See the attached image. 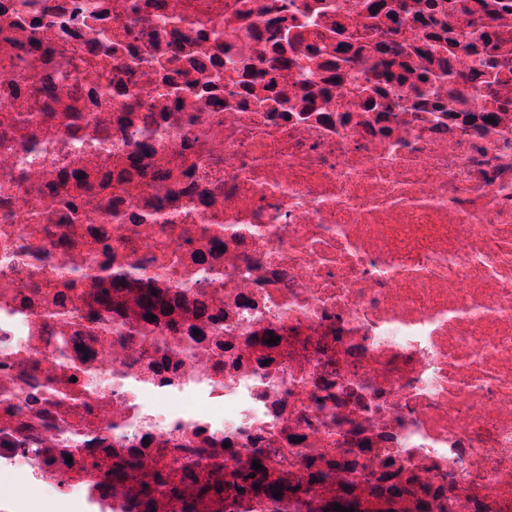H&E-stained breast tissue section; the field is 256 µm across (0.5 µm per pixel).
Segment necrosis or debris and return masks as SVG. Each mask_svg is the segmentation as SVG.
I'll use <instances>...</instances> for the list:
<instances>
[{
  "label": "necrosis or debris",
  "mask_w": 512,
  "mask_h": 512,
  "mask_svg": "<svg viewBox=\"0 0 512 512\" xmlns=\"http://www.w3.org/2000/svg\"><path fill=\"white\" fill-rule=\"evenodd\" d=\"M256 458L278 498L202 493ZM14 472L0 512H512V0H0Z\"/></svg>",
  "instance_id": "obj_1"
}]
</instances>
